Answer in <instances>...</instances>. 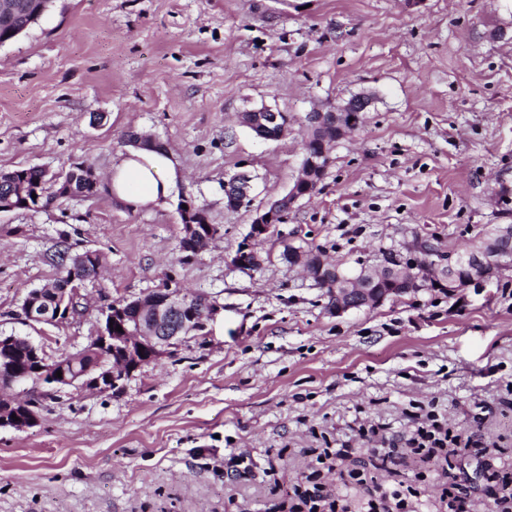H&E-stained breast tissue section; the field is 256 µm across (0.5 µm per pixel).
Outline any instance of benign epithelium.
Returning <instances> with one entry per match:
<instances>
[{
	"label": "benign epithelium",
	"instance_id": "obj_1",
	"mask_svg": "<svg viewBox=\"0 0 512 512\" xmlns=\"http://www.w3.org/2000/svg\"><path fill=\"white\" fill-rule=\"evenodd\" d=\"M14 13L15 5L7 0H0V29H4V33L0 34L1 47L13 41L19 34V29L12 25ZM368 104L369 98L359 95L334 110L311 112L306 117V128L316 131L330 124L336 127V137L343 138L354 130L361 112ZM239 121L257 137L273 140V129L286 128L288 116L267 106L243 112ZM323 172L325 167L321 165V160L311 157L303 160L299 174L288 190V207L291 208L299 199L312 195ZM250 190L251 177L240 174L233 182V189L227 190V197L231 204L240 206L249 197ZM185 205L187 208H179L182 221L181 247L185 252L198 253L202 230L196 224V206L188 201ZM285 215L280 200L268 202L256 211L249 238H261L272 226L282 223ZM502 237L512 238L511 224H498L477 238L473 250L470 251L472 263L466 286L481 285L487 282L492 272L512 265L508 258L497 251L496 241ZM242 251L248 253V257L235 255L232 259L235 267L252 271L264 264L263 255L249 244H243ZM420 253L427 257V263L435 269L434 275L429 277L415 274L400 266L399 261L389 255L382 262L363 268L359 275L347 272L339 263H329L322 258L316 260V263L327 268L328 275L323 286L330 288L335 298L336 312L343 313L354 308L375 307L392 295L420 288L425 282H433L450 292L455 291L458 286L456 266L462 262L457 257V252L442 254L422 244ZM79 298L80 292L77 288H58L51 291V297L47 299L37 291L22 304L21 314L29 321L62 324L76 315L74 306ZM131 308L137 311L133 320L126 316V311ZM216 312L217 305L214 302L210 301L197 310L190 305L184 294L168 289L131 301H116L102 312L101 326L91 344L110 350L118 355V359H101L80 370L77 364L81 360L82 352H66L50 357L42 347L28 340L25 360L30 367L17 371L10 385L23 384L37 376L55 391L79 382L83 386L89 384L100 392L117 393L124 389L128 379L146 362H157L179 346L184 336L178 331L169 332L168 326L172 322L178 320L185 326L196 324L203 328ZM118 326L122 330H116ZM58 371L62 372L59 378L56 377ZM18 413L26 415L25 424L21 427L23 431L35 427L39 422V417L29 401L0 395V429L16 428L17 421L12 419V415Z\"/></svg>",
	"mask_w": 512,
	"mask_h": 512
}]
</instances>
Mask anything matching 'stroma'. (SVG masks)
<instances>
[{
	"label": "stroma",
	"instance_id": "35a3bbf8",
	"mask_svg": "<svg viewBox=\"0 0 512 512\" xmlns=\"http://www.w3.org/2000/svg\"><path fill=\"white\" fill-rule=\"evenodd\" d=\"M360 94L371 103L317 192L258 243L269 261L235 269L256 209L298 174L307 114ZM263 106L287 114L281 138L239 124ZM132 132L172 152L171 199L134 212L100 192L0 214V334L73 351L101 309L164 288L222 310L119 393L15 387L39 400V424L0 430V512H291L294 488L336 493L345 470L417 486L426 512L452 486L490 507L512 483V269L339 315L281 254L303 245L357 269L385 251L416 258L419 237L457 249L512 224V0H54L0 47V171L86 162L104 180ZM240 172L255 190L230 210L224 182ZM184 200L218 227L192 256ZM62 236L104 268L76 318L26 323ZM429 402L499 455L465 449L426 481L403 453L380 466L356 427L404 435ZM336 443L342 465L318 464ZM232 453L250 456L249 475H227Z\"/></svg>",
	"mask_w": 512,
	"mask_h": 512
}]
</instances>
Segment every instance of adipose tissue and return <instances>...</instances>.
I'll use <instances>...</instances> for the list:
<instances>
[{
  "mask_svg": "<svg viewBox=\"0 0 512 512\" xmlns=\"http://www.w3.org/2000/svg\"><path fill=\"white\" fill-rule=\"evenodd\" d=\"M178 170L165 150L133 148L120 154L105 184L112 200L136 211L158 207L171 197Z\"/></svg>",
  "mask_w": 512,
  "mask_h": 512,
  "instance_id": "1",
  "label": "adipose tissue"
}]
</instances>
